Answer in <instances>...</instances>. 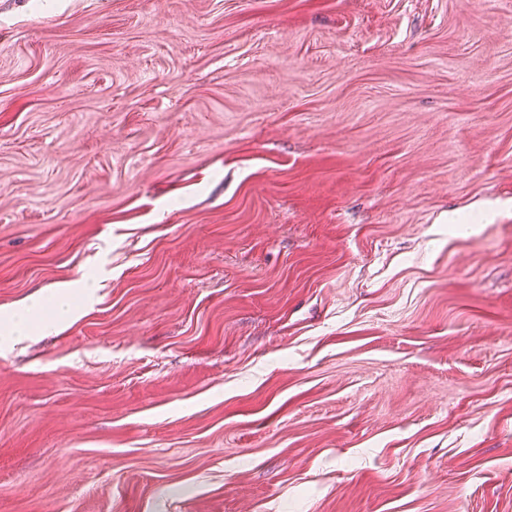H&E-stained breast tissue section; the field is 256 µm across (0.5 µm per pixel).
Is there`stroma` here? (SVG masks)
<instances>
[{
  "mask_svg": "<svg viewBox=\"0 0 512 512\" xmlns=\"http://www.w3.org/2000/svg\"><path fill=\"white\" fill-rule=\"evenodd\" d=\"M61 282L0 512H512V0H0V315Z\"/></svg>",
  "mask_w": 512,
  "mask_h": 512,
  "instance_id": "stroma-1",
  "label": "stroma"
}]
</instances>
